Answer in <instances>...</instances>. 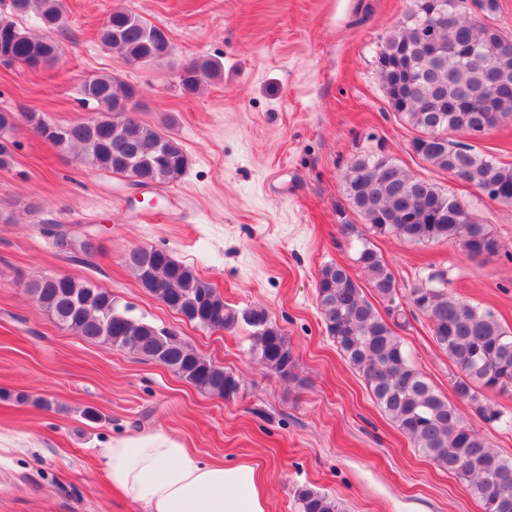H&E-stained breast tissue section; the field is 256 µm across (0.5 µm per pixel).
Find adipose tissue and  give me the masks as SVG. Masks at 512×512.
<instances>
[{"label":"adipose tissue","mask_w":512,"mask_h":512,"mask_svg":"<svg viewBox=\"0 0 512 512\" xmlns=\"http://www.w3.org/2000/svg\"><path fill=\"white\" fill-rule=\"evenodd\" d=\"M98 455L108 482L145 512H267L252 465L210 461L171 435L114 438Z\"/></svg>","instance_id":"obj_1"}]
</instances>
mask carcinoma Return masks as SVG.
I'll list each match as a JSON object with an SVG mask.
<instances>
[{
  "instance_id": "carcinoma-1",
  "label": "carcinoma",
  "mask_w": 512,
  "mask_h": 512,
  "mask_svg": "<svg viewBox=\"0 0 512 512\" xmlns=\"http://www.w3.org/2000/svg\"><path fill=\"white\" fill-rule=\"evenodd\" d=\"M467 0H422L387 36L377 65L388 102L415 128L413 152L449 176L475 185L493 201L512 203V168L451 142L448 132L485 131L512 117V37L466 13ZM438 9L451 19L436 28L430 41L423 13ZM63 0H0V63L41 68L54 61L58 42L50 33L63 24ZM34 13L48 31L37 36L20 20ZM102 45L127 61L146 63L172 49L167 30L135 13L114 10L98 31ZM221 72L217 60H195L179 72V89L195 94ZM83 102L95 104L98 116L52 125L48 140L60 151L79 150L85 166L169 185L186 171L181 144L144 124L125 102L137 96L133 86L109 75L81 84ZM44 122L35 112L0 110V136L19 123ZM343 181L346 198L362 223L379 234L411 243L441 240L458 243L472 259L499 253L488 225L476 220L458 199L434 183L415 178L384 155L354 157ZM356 262L379 298L380 313L359 282L336 263L325 265L317 297L328 335L344 359L362 374L382 411L426 458L453 474L484 512H512V458L493 450L487 439L464 422L458 407L439 393L410 361L396 329L408 317L398 301L389 266L368 243ZM127 263L138 282L162 287V302L185 320L208 328L231 329L242 321L254 328L251 353L283 379L295 376L296 360L281 327L263 308L234 310L206 286L193 269L164 249L131 251ZM30 293L58 323L88 340H102L142 359L161 363L196 389L224 399L235 397L239 380L170 334L120 311L112 293L90 281L46 276ZM408 304L431 322L437 345L448 353L459 374L455 395L468 402L487 424H509L482 391H512V330L496 313L448 292L441 275H429L410 289ZM299 512H341L336 498L310 488L297 491Z\"/></svg>"
}]
</instances>
